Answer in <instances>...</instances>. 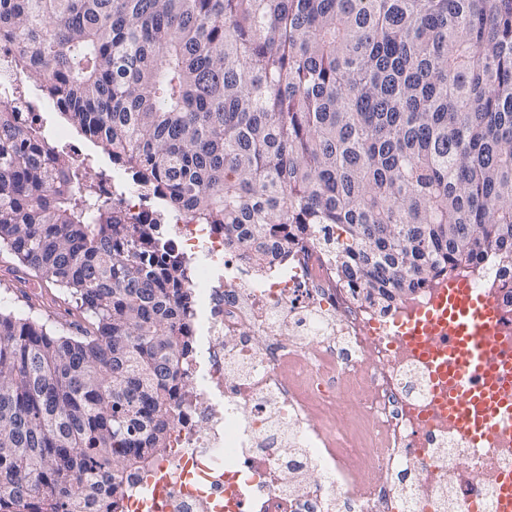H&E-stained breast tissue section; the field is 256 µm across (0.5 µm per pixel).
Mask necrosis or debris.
<instances>
[{
  "label": "necrosis or debris",
  "mask_w": 512,
  "mask_h": 512,
  "mask_svg": "<svg viewBox=\"0 0 512 512\" xmlns=\"http://www.w3.org/2000/svg\"><path fill=\"white\" fill-rule=\"evenodd\" d=\"M0 42V106L42 124L50 99L32 93ZM126 213L156 223L183 262L195 298L167 449L131 476L113 512H499L512 435L486 448L459 437L437 407L425 367L394 334L431 305L445 278L377 311L318 246L293 237L262 268L224 244V229L166 212L122 168L100 184ZM492 300L512 346V277L496 264L457 272ZM354 395L360 425L316 422ZM377 473L366 482L365 473Z\"/></svg>",
  "instance_id": "4bbe7bcc"
}]
</instances>
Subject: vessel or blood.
Returning <instances> with one entry per match:
<instances>
[{
  "mask_svg": "<svg viewBox=\"0 0 512 512\" xmlns=\"http://www.w3.org/2000/svg\"><path fill=\"white\" fill-rule=\"evenodd\" d=\"M496 321L488 299L453 280L407 338L448 399L449 425L477 447L512 428V349L500 344Z\"/></svg>",
  "mask_w": 512,
  "mask_h": 512,
  "instance_id": "1",
  "label": "vessel or blood"
}]
</instances>
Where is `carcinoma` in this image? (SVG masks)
<instances>
[{"label":"carcinoma","instance_id":"1","mask_svg":"<svg viewBox=\"0 0 512 512\" xmlns=\"http://www.w3.org/2000/svg\"><path fill=\"white\" fill-rule=\"evenodd\" d=\"M28 86L136 185L260 261L288 231L372 302L512 273V0H0ZM0 108V249L72 329L0 310V512L129 493L165 448L181 263Z\"/></svg>","mask_w":512,"mask_h":512}]
</instances>
